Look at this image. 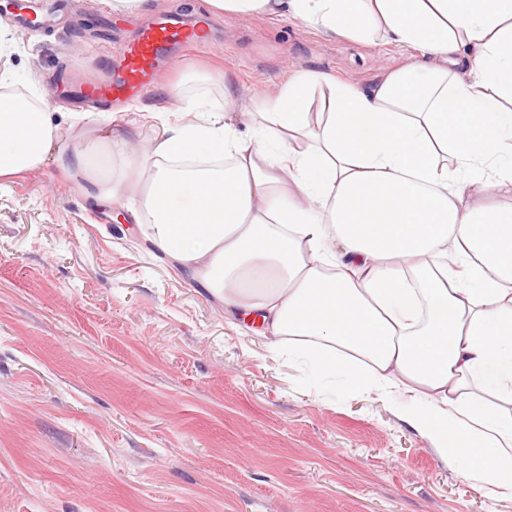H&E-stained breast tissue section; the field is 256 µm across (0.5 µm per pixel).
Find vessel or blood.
Listing matches in <instances>:
<instances>
[{
  "instance_id": "1",
  "label": "vessel or blood",
  "mask_w": 512,
  "mask_h": 512,
  "mask_svg": "<svg viewBox=\"0 0 512 512\" xmlns=\"http://www.w3.org/2000/svg\"><path fill=\"white\" fill-rule=\"evenodd\" d=\"M200 43V34L182 18L173 17L153 23L144 28L136 41L128 43L121 50L117 59L122 72L119 80L84 86L79 96L83 99L141 96L144 89L164 77L167 64L165 52L170 45L192 48Z\"/></svg>"
}]
</instances>
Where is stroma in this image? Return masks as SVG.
<instances>
[{
    "instance_id": "1",
    "label": "stroma",
    "mask_w": 512,
    "mask_h": 512,
    "mask_svg": "<svg viewBox=\"0 0 512 512\" xmlns=\"http://www.w3.org/2000/svg\"><path fill=\"white\" fill-rule=\"evenodd\" d=\"M52 23L9 27L53 111L44 165L0 184V512H512L475 490L381 394L310 379L267 338L177 276L130 202L93 205L60 159L122 135L156 147L155 114L180 108L169 82L223 72L210 97L237 122L296 68L366 88L415 57L329 39L283 16H215L206 0H148L115 16L102 0H28ZM207 24L170 49L165 83L70 119L63 88L110 78L109 56L157 16ZM232 96H225V87Z\"/></svg>"
}]
</instances>
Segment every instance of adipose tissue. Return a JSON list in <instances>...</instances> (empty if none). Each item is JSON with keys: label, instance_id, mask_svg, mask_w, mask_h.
Wrapping results in <instances>:
<instances>
[{"label": "adipose tissue", "instance_id": "adipose-tissue-1", "mask_svg": "<svg viewBox=\"0 0 512 512\" xmlns=\"http://www.w3.org/2000/svg\"><path fill=\"white\" fill-rule=\"evenodd\" d=\"M215 14L287 15L328 38L411 47L362 90L297 70L258 98L254 125L216 103L141 155L79 143L62 167L128 220L179 274L260 324L274 350L397 403L473 487L512 494V0H207ZM18 47L0 32V181L43 165L56 128ZM327 88L325 120L307 102Z\"/></svg>", "mask_w": 512, "mask_h": 512}]
</instances>
